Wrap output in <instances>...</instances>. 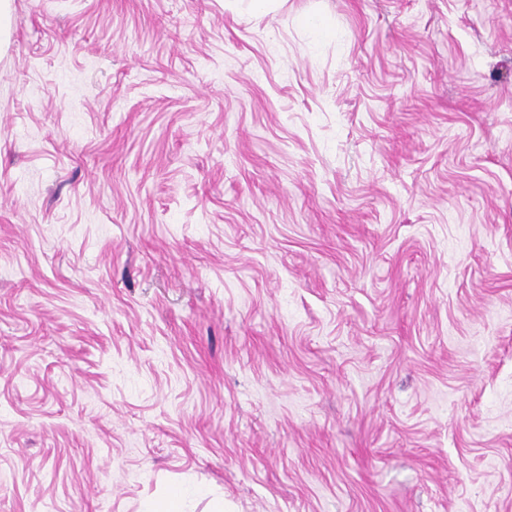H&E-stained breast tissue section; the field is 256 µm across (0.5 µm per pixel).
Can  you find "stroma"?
Returning <instances> with one entry per match:
<instances>
[{
  "instance_id": "1",
  "label": "stroma",
  "mask_w": 512,
  "mask_h": 512,
  "mask_svg": "<svg viewBox=\"0 0 512 512\" xmlns=\"http://www.w3.org/2000/svg\"><path fill=\"white\" fill-rule=\"evenodd\" d=\"M512 512V0H11L0 512Z\"/></svg>"
}]
</instances>
